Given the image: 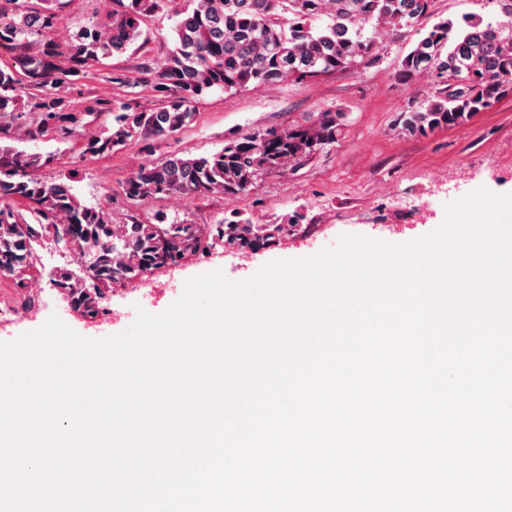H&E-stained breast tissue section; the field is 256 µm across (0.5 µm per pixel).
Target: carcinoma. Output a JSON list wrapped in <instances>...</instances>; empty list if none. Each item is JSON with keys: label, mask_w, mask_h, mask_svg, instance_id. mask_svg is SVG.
<instances>
[{"label": "carcinoma", "mask_w": 512, "mask_h": 512, "mask_svg": "<svg viewBox=\"0 0 512 512\" xmlns=\"http://www.w3.org/2000/svg\"><path fill=\"white\" fill-rule=\"evenodd\" d=\"M71 0H0V273L19 276L37 268V246L45 236L75 253L93 255V280L81 286L66 269L53 282L84 315L95 318L104 290L131 282L197 249L194 224H153L129 216L114 224L99 208L81 205L63 181L33 172L55 161L52 153H27L15 143L52 132L74 138L81 117L117 113V129L104 127L85 152L105 155L127 144L170 135L189 125L197 100L217 87L238 90L250 83L289 80L304 84L373 59L374 42L364 36L371 23L396 34L431 15L432 0H189L194 8L176 26L174 48L140 63L135 75L111 82L149 87L160 102L139 110L127 102L96 100L83 116L68 110L67 94L89 64L123 52L138 39L146 18L174 0H110L106 22L82 27L61 47L40 43L39 32L54 27ZM500 15L488 21L464 19L434 24L402 60L398 78L409 83L431 76L435 95L399 115L407 131L425 136L463 124L512 94V0H496ZM327 17L315 30L312 22ZM343 113L320 112L309 124L266 128L224 145L208 157L172 155L149 162L125 180L135 202L171 196L197 198L213 192L229 200L246 194L257 177L288 173L336 143ZM285 225L224 220L220 240L255 251L280 236Z\"/></svg>", "instance_id": "1"}]
</instances>
